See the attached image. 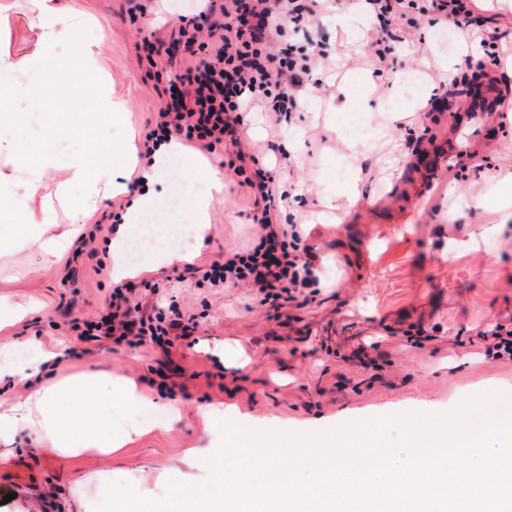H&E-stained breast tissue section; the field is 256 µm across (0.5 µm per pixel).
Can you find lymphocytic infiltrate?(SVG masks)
<instances>
[{
	"mask_svg": "<svg viewBox=\"0 0 512 512\" xmlns=\"http://www.w3.org/2000/svg\"><path fill=\"white\" fill-rule=\"evenodd\" d=\"M375 19L369 42L377 70L390 65L392 44L401 42L414 0H364ZM336 0H206L196 16L180 28L179 45H151L154 55L192 50L197 24L209 22L204 58L172 80L166 103L154 117L143 148L152 154L162 141L174 138L205 151L224 146L234 159L232 171L253 200L251 220L257 231L245 251H228L223 261L193 265L202 282L213 288H244L263 304L280 308L298 300L314 277L317 261L298 225H286L279 213L277 171L258 166L245 152L244 116L259 107L275 116L297 111L298 95L316 68H330L328 55L286 41L288 29L329 14ZM426 14L441 16L456 28H481L490 16L478 11L474 0H425ZM281 36L268 48L269 35ZM160 288L145 280L112 284L98 315L77 324L80 338L112 342L132 349L166 350L189 341L198 320L177 307L160 308Z\"/></svg>",
	"mask_w": 512,
	"mask_h": 512,
	"instance_id": "lymphocytic-infiltrate-1",
	"label": "lymphocytic infiltrate"
}]
</instances>
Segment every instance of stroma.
Segmentation results:
<instances>
[{"label": "stroma", "instance_id": "stroma-1", "mask_svg": "<svg viewBox=\"0 0 512 512\" xmlns=\"http://www.w3.org/2000/svg\"><path fill=\"white\" fill-rule=\"evenodd\" d=\"M140 2L57 0L70 12L92 15L95 24L76 33L61 22L56 76L0 104L19 115L21 129L11 137L16 150L51 128L59 109L56 84L67 77L79 46L91 40L126 110L120 124L77 127L53 141V149L64 157L93 142H118L130 128L145 136L181 66L162 60L149 66L142 41L176 36L184 10L180 0H150L143 13ZM0 3L10 7L0 48L17 58L33 54L35 15L27 0ZM485 7L499 13L506 63L512 60V0H487ZM372 21L355 0H338L332 14L296 36L328 51L336 73L314 70L323 84L306 85L291 120L275 122L258 107L246 116L252 152L279 169L280 185L292 188L282 214L300 222L319 255L318 283L307 297L274 314L245 289L197 284L181 262L155 276L172 280L161 307L174 299L198 317L195 345L166 354L83 343L70 326L93 318L109 294V282L94 266L111 259V214L120 197L92 202L91 249L72 247L54 263L32 250L0 251V297L33 306L22 321L0 329V346L21 349L33 340L48 352L75 347L82 358L48 372L47 380L88 372L128 378L151 399L180 410L179 418L109 456L50 454L36 431H19L0 443V512H93L103 496L101 476L111 471L151 498L163 497L170 480L205 481L209 469L188 454L219 445V433L206 431L201 416L211 405L293 428L349 416L447 413L483 390L512 386V359L489 352L482 338L496 324L512 322V223L502 224L500 213L482 204L491 186L512 173V73L504 63L483 75L507 103L494 122L468 121L462 92L425 111L443 81L462 88L472 80L461 30L418 16L411 39L395 46L394 70L378 76L366 47ZM448 60L452 68L442 70ZM462 122L485 173H475L468 157L451 155ZM422 125L427 134L420 140L415 131ZM272 141L280 152L268 150ZM208 159L226 187L212 204L207 244L195 250L199 262L250 246L255 233L252 201L237 186L224 150ZM353 163L360 172L350 202L342 193ZM193 182L190 165L173 161L155 186L162 200L155 223L187 222ZM497 223L503 229L495 234ZM165 364L186 370L173 396L150 386Z\"/></svg>", "mask_w": 512, "mask_h": 512}]
</instances>
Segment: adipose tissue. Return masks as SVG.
<instances>
[{"mask_svg":"<svg viewBox=\"0 0 512 512\" xmlns=\"http://www.w3.org/2000/svg\"><path fill=\"white\" fill-rule=\"evenodd\" d=\"M37 28V51L30 57L17 60L8 52L0 51V100L6 99L19 89L23 81H37L56 71L60 33L57 29L59 13L50 0H29ZM76 72L95 74L97 79L96 104L86 120L107 125L113 114L124 112L122 101L114 99L110 80L99 72L93 49L78 52L74 58ZM188 160L191 167L206 182V189L192 205L191 230L197 247H204L210 228V209L214 200L224 194V179L212 167L203 166L195 155L189 154L180 141L162 144L151 161L139 158V148L134 135L103 149L93 143L84 150L71 154L66 161H58L47 144L33 145L19 153L0 144V161L14 164L27 175L30 195H42L44 206L60 202L81 215H88L85 198L75 196L74 188L83 187L94 194L115 196L126 193L125 184L116 181L108 171L109 165H117L125 175H137L145 191L131 199L114 228L111 241L112 279L121 281L138 273V266L128 262L125 252L128 241L138 230L141 218L159 207L153 186L161 173L176 159ZM64 168L65 179L59 181L53 194H43V177L49 170ZM85 231L77 224L61 234H53L47 221L25 213L16 203L12 188L0 181V242H8L12 252L26 249L40 251L49 259H61L74 241ZM142 413L143 419L135 432L113 429L115 420L126 412ZM178 414L174 406L159 404L143 396L136 385L125 379L105 381L97 374H84L58 383L40 385L10 411L0 413V440L11 439L19 428L39 430L46 452H67L73 455L96 453L109 455L131 442L133 433H145L166 424Z\"/></svg>","mask_w":512,"mask_h":512,"instance_id":"1","label":"adipose tissue"}]
</instances>
